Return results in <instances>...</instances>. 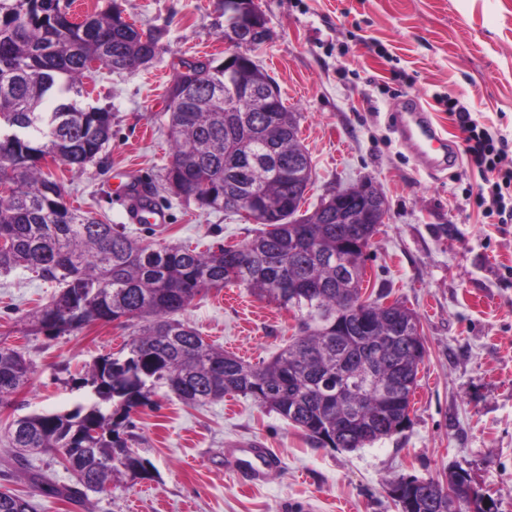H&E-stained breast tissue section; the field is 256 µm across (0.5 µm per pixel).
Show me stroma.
<instances>
[{
  "label": "stroma",
  "mask_w": 512,
  "mask_h": 512,
  "mask_svg": "<svg viewBox=\"0 0 512 512\" xmlns=\"http://www.w3.org/2000/svg\"><path fill=\"white\" fill-rule=\"evenodd\" d=\"M117 2L127 20L158 39L154 60L134 72L101 66L84 80V105L112 114V137L81 173L52 167L70 204L126 226L146 244L206 249L240 244L253 224L198 208L162 189L170 161L168 90L187 61L223 59L224 0H75L77 14ZM273 33L253 56L299 115L313 184L305 210L331 189L372 180L388 211L370 248L363 288L390 291L420 316L426 354L410 422L353 451L320 448L251 398L195 408L157 393L132 412L131 447L154 469L148 480L113 482L91 512H400L389 495L402 476L447 482L465 469L473 486L512 512V224H487L473 204L479 176L466 155L429 174L394 131L400 103L416 98L449 137L462 140L439 97L498 130L512 158V0H256ZM157 184L165 224H127L113 207L115 176ZM54 286L34 273L0 271V342L34 373L18 408L0 421L70 409L73 379L129 341L96 323L50 338L26 318ZM181 318L249 363L270 358L295 332L291 312L229 285L196 298ZM256 443L279 467L242 486L232 449Z\"/></svg>",
  "instance_id": "obj_1"
}]
</instances>
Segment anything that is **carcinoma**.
Returning a JSON list of instances; mask_svg holds the SVG:
<instances>
[{"instance_id":"cac0c4a2","label":"carcinoma","mask_w":512,"mask_h":512,"mask_svg":"<svg viewBox=\"0 0 512 512\" xmlns=\"http://www.w3.org/2000/svg\"><path fill=\"white\" fill-rule=\"evenodd\" d=\"M71 6L0 0V270L24 267L57 285L31 314L36 332L57 337L98 322L133 331L126 353L101 357L76 379L89 388L84 402L9 423L14 462L27 467L28 455L50 453L74 482L58 486L29 471L25 492L0 491V512H31L36 496L82 507L119 477L148 478L147 460L124 429L162 388L186 406L249 396L323 448H363L405 427L426 349L415 311L364 296L367 248L383 219L374 197L358 189L347 207L365 214L360 224L335 216L313 224L300 215L310 157L298 116L283 101L274 135L249 96L224 111V95L216 94L224 67L212 60L186 63L195 85L169 92L170 189L212 210L224 209L229 195L253 192L278 205L244 216L261 228L242 244L206 251L143 244L68 204L42 159L52 154L79 171L111 139L112 113L79 103L91 62L120 71L157 52V38L123 20L116 4L81 22L72 21ZM239 74L260 86L273 82L255 62ZM228 284L297 314L296 337L268 361L247 363L177 318L197 296ZM31 375L23 354L0 343V409ZM468 481L460 468L445 484L402 477L389 488L413 498L411 512H498L478 492L460 505L445 493Z\"/></svg>"}]
</instances>
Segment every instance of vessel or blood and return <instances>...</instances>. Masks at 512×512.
<instances>
[{
	"label": "vessel or blood",
	"instance_id": "1",
	"mask_svg": "<svg viewBox=\"0 0 512 512\" xmlns=\"http://www.w3.org/2000/svg\"><path fill=\"white\" fill-rule=\"evenodd\" d=\"M397 130L405 148L421 166L444 170L456 162L458 152L455 141L446 136L444 130L433 122L430 114L421 106L410 105L399 113ZM138 192L137 180H129L114 189L112 202L122 207L130 222H139L146 216L151 223H167L166 210L155 201L141 199ZM237 454L238 479L246 484L264 481L276 466V460L268 449L254 444L238 449Z\"/></svg>",
	"mask_w": 512,
	"mask_h": 512
}]
</instances>
